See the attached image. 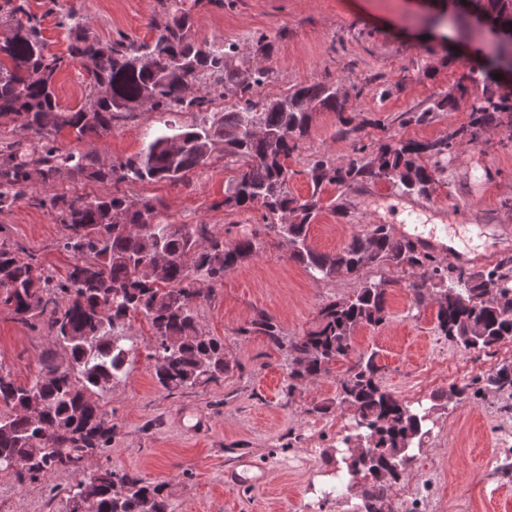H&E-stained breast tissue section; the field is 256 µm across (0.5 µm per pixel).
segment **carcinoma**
Segmentation results:
<instances>
[{"label": "carcinoma", "instance_id": "1", "mask_svg": "<svg viewBox=\"0 0 512 512\" xmlns=\"http://www.w3.org/2000/svg\"><path fill=\"white\" fill-rule=\"evenodd\" d=\"M12 21L11 35L0 42V118L19 123L24 137L0 147V211L24 199L57 213L71 229L63 248L75 262L56 276L32 255L22 257L0 244V305L15 319L34 325L50 338L54 349L42 361L29 385H18L0 364V472L17 482L38 480L50 472L78 475L66 491V512H167L162 486L152 485L121 469L86 471L84 464L112 445L115 426L93 396L109 387L128 360L131 349L123 328L135 315L150 323L155 340L154 375L173 392L217 381L230 369L224 342L200 327L197 306L210 298L224 274L258 252L257 236L228 245L208 237L206 224L156 222L150 199L54 194L33 197L31 174L41 182L65 170L74 177L119 182L187 183L219 146L241 162V173L224 197V206L264 209L268 227L276 228L289 258L318 278L340 273L358 275L368 267L420 269L408 284L420 301L434 280L448 281L438 292L437 328L466 350L490 348L512 340V257L476 273L461 267H440L433 257L397 237L387 224H373L353 236L338 252L321 254L307 244L309 225L321 211L318 188L323 184L351 186L384 179L406 194L429 196L436 183L440 157L468 137L479 140L491 126H512V96L493 90L472 103V121L436 142L398 141L379 148L371 162L352 158L346 163L320 157L307 174L315 191L307 199L288 194L292 177L284 160L308 132L309 110L321 106L342 115L345 102L326 84L299 85L283 98L261 102L255 91L267 79L261 67L233 66L239 47L233 42L202 48L189 40L185 0H159L151 18L150 42L125 34L104 42L85 27L82 4L47 0L37 16L28 0H5ZM484 14L505 30L512 28V0H485ZM56 15L68 32L66 51L47 50L42 20ZM488 56L512 69V39L494 42ZM78 59L88 74L83 105H59L54 80L70 61ZM222 84L237 98L238 107L192 125L168 126L140 152L120 160H104L94 151H64L54 134L64 128L77 140L99 137L130 113L146 108L160 112H204L211 99L191 94L195 83ZM433 161L427 167L421 157ZM208 247L196 249L198 239ZM206 282L201 287L198 282ZM387 279L364 281L347 299L331 300L319 311L317 324L303 336L285 340L278 325L260 316L239 333L262 332L280 348L288 344L290 398L309 380L329 373V365L352 353L356 328L378 327L386 321ZM62 348L67 362L58 360ZM497 391L512 389V363L486 378ZM44 404L41 421L28 416V399ZM336 404L354 412L353 432L342 443L364 449L342 458L348 474L364 476L361 509L382 512L392 482L415 460L413 444L425 435L426 415L411 409L387 390L373 357L359 356L339 381Z\"/></svg>", "mask_w": 512, "mask_h": 512}]
</instances>
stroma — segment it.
Returning a JSON list of instances; mask_svg holds the SVG:
<instances>
[{
    "instance_id": "stroma-1",
    "label": "stroma",
    "mask_w": 512,
    "mask_h": 512,
    "mask_svg": "<svg viewBox=\"0 0 512 512\" xmlns=\"http://www.w3.org/2000/svg\"><path fill=\"white\" fill-rule=\"evenodd\" d=\"M87 26L106 41L117 33L151 40L148 22L157 0H84ZM192 41L205 47L236 43L234 63L268 72L259 95L283 97L299 84H332L345 99L343 115L315 107L301 147L287 159L293 176L289 195L319 193L323 210L311 224L307 243L333 254L372 224H432L444 235L445 220L468 214L487 225L485 250L495 258L512 256V240L498 239L512 229V128L488 129L474 144H461L444 156L430 199L434 214L418 212L420 196L392 183L365 181L351 187H314L309 162L325 156L348 161L355 147L364 160L392 140L430 142L467 125L474 97L485 89L512 87V72L500 80H476L469 67L473 48L488 34L476 24L474 0H199L191 6ZM453 30L445 44L439 30ZM424 30L430 37L411 40ZM469 89L453 108L440 101L458 85ZM427 120H420V113ZM167 116L140 110L92 141H77L69 130L57 137L66 150L95 151L104 159L139 152ZM240 174L237 164L213 152L189 185L159 182L115 184L59 173L50 185L33 179L37 195L109 196L157 201L166 224H205L231 244L257 234V256L225 274L210 300L197 308L205 332L220 338L232 369L223 379L169 394L154 376V338L149 323L135 317L127 330L132 351L111 387L96 397L112 417L116 433L94 467L122 469L163 487L167 512H357V491L323 497L334 479L337 459L348 449L336 436L337 419L351 420L338 407L339 382L352 359L333 362L330 371L306 383L293 398L282 389L288 350L263 334L240 335L257 315L274 318L286 338L304 335L317 323L322 304L351 297L362 280L388 278L387 321L357 328L355 353L375 354L379 376L402 401L429 411L428 430L411 465L388 492L392 512H512V392L486 388L490 357L512 351V341L492 353L466 351L436 328V289L415 302L408 285L416 270L368 268L362 278L339 274L314 279L299 262L286 259L279 237L267 230L260 207L232 210L226 189ZM70 229L48 209L21 201L0 212V242L20 245L46 267L65 273L73 262L61 248ZM49 341L43 332L17 322L0 306V365L17 384L32 381ZM469 384L478 395L463 400L443 396L451 385ZM247 456L266 463L269 483L238 490L224 483V470ZM75 481L52 473L18 483L0 474V512H60L59 495Z\"/></svg>"
}]
</instances>
